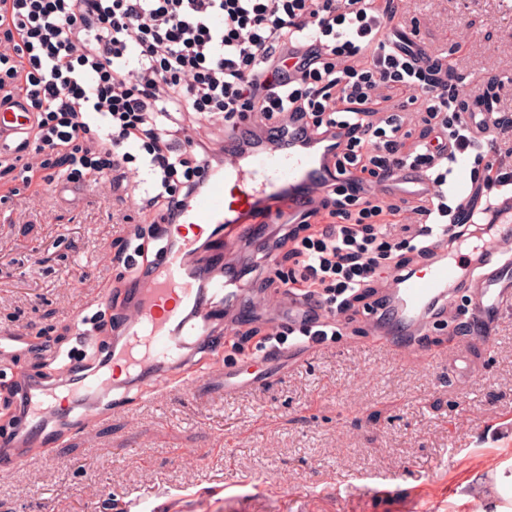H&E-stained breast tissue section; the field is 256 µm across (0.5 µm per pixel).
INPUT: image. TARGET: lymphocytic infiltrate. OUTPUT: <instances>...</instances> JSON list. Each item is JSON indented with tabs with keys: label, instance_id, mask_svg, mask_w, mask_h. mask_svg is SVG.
<instances>
[{
	"label": "lymphocytic infiltrate",
	"instance_id": "f902f5d3",
	"mask_svg": "<svg viewBox=\"0 0 512 512\" xmlns=\"http://www.w3.org/2000/svg\"><path fill=\"white\" fill-rule=\"evenodd\" d=\"M396 14L392 0H0V103L22 99L33 114L24 147L68 149L65 180L103 176L123 200L131 164L143 162L153 183L140 207L158 224L176 223L220 166L212 127L247 121L308 138L343 126L337 181L311 211L327 223L305 236L289 229L279 246L294 266L273 270L323 310L299 330L320 343L394 251L430 257L437 230L457 237L447 165L496 150L488 119L463 118L439 59L396 41ZM396 90L432 133L410 149V114L386 106ZM407 166L432 193L405 222H380L402 208L367 190Z\"/></svg>",
	"mask_w": 512,
	"mask_h": 512
}]
</instances>
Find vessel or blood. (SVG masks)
<instances>
[{"label": "vessel or blood", "mask_w": 512, "mask_h": 512, "mask_svg": "<svg viewBox=\"0 0 512 512\" xmlns=\"http://www.w3.org/2000/svg\"><path fill=\"white\" fill-rule=\"evenodd\" d=\"M31 121L21 107L0 106V148L22 136ZM344 133L339 126L308 143L251 136L242 125L228 133L223 165L204 173L202 190L178 223L169 225L159 254L130 288L105 366L92 373L66 367L47 385L25 380L26 416L0 436V469L45 455L76 422H94L142 381L167 387L196 352L217 346L224 313L245 286L238 267L225 263V251L256 232L252 217L266 206L284 203L293 214L313 209L334 181V143ZM394 179L411 185L416 196L431 191L427 178L409 168L397 169ZM487 249L499 262L467 286L479 308L493 310L512 278V237L490 240ZM446 250V241H439L437 260L405 273L393 295L391 316L408 332H417L448 300L456 270L444 258Z\"/></svg>", "instance_id": "vessel-or-blood-1"}]
</instances>
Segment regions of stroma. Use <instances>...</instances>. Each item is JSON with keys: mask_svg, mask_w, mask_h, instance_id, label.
<instances>
[{"mask_svg": "<svg viewBox=\"0 0 512 512\" xmlns=\"http://www.w3.org/2000/svg\"><path fill=\"white\" fill-rule=\"evenodd\" d=\"M400 29L442 56L473 112L512 117V0H395ZM494 75L498 84L487 85ZM0 171V333L35 345L0 351V432L14 423L18 382H51L63 366L98 362L124 314L123 285L164 244L133 205L90 177L79 194ZM484 162L453 166L449 194L480 213ZM259 232L231 254L247 274L239 312L217 350L194 355L165 390L144 388L111 415L0 471V512H478L459 497L477 469L512 463V306L478 313L463 283L487 235L448 244L459 283L416 335L373 332L375 296L339 318L340 334L308 345L261 387L224 391V372L260 361L281 315L267 255L286 213L258 214ZM93 346H85V334ZM388 480V494H373Z\"/></svg>", "mask_w": 512, "mask_h": 512, "instance_id": "obj_1", "label": "stroma"}]
</instances>
